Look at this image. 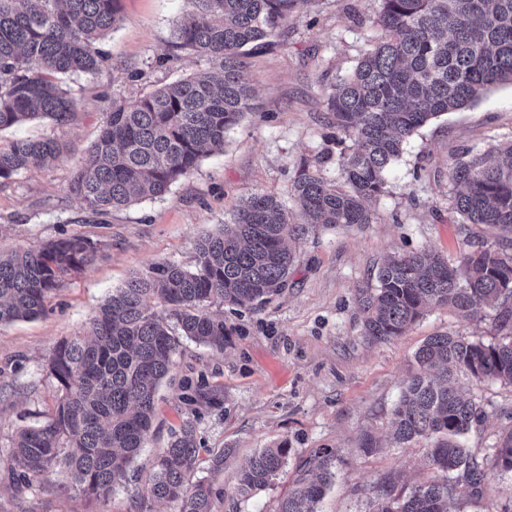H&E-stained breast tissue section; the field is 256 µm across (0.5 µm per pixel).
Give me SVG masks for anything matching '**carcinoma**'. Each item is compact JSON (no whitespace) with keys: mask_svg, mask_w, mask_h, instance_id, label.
Segmentation results:
<instances>
[{"mask_svg":"<svg viewBox=\"0 0 512 512\" xmlns=\"http://www.w3.org/2000/svg\"><path fill=\"white\" fill-rule=\"evenodd\" d=\"M188 2L170 44L209 67L144 97L112 100L88 161L68 186L92 216L165 194L204 153L223 150L227 132L253 109L245 48L273 44L278 21L297 0ZM380 2L375 25L381 37L326 100L336 143L348 139L351 146L303 162L291 184L304 222L293 223L275 196L254 194L222 229L200 238L195 269L155 264L113 290L83 332L60 340L47 356L54 409L43 422L16 431L6 450L16 492L30 493L42 475L58 472L65 477L61 494L108 498L148 441L156 389L178 345L167 321L176 320L187 339L224 350V318L212 305L245 307L278 294L295 264L293 244L319 226L372 222L366 202L384 192L389 165L417 129L496 85L512 84V0ZM120 11L121 0H0V132L36 118L61 126L75 119L64 78L105 71L97 43ZM70 152L67 141L54 137L0 140V179ZM332 159L336 183L320 174ZM449 180L462 187L454 200L463 219L462 252L450 261L423 248L376 268L372 283L358 290L363 334L389 341L428 308L446 306L469 316L490 311L499 339L485 343L446 332L415 352L416 369L388 424L397 443H426L440 477L400 490L394 477L381 479L372 512H449L454 501L483 496L486 466L512 472V425L481 460L466 447L465 435L489 414L461 382L512 386V141L465 154ZM473 225L495 230L494 240H474ZM97 257L96 244L82 236L0 252V325L42 315L65 279ZM198 454L195 426L186 421L155 461L151 497L178 503V512H214L221 492L203 478L188 482ZM287 456L284 444L253 455L236 475V495L267 487ZM333 461L332 451L317 452L318 474L301 478L277 512H316L335 476Z\"/></svg>","mask_w":512,"mask_h":512,"instance_id":"carcinoma-1","label":"carcinoma"}]
</instances>
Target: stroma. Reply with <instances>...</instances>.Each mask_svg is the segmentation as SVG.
<instances>
[{"label":"stroma","mask_w":512,"mask_h":512,"mask_svg":"<svg viewBox=\"0 0 512 512\" xmlns=\"http://www.w3.org/2000/svg\"><path fill=\"white\" fill-rule=\"evenodd\" d=\"M188 9L187 0H121L116 26L100 41L118 79L73 75L72 123L36 119L15 131L19 137L62 138L72 154L0 179V250L36 249L49 239L80 235L99 242L100 251L91 266L64 281L42 316L0 326L2 447L18 429L52 412L54 384L43 357L81 332L113 289L157 263L194 268L198 238L228 221L240 201L267 193L290 203L300 162L336 151L326 139V96L366 50L374 34L368 21L380 2L298 0L280 21L272 49L247 59L256 108L228 132L223 152L204 156L163 196L114 211L101 224L85 222L83 206L67 186L113 99L147 95L205 66L169 45L174 24ZM511 140L512 84L418 129L388 168L384 193L369 205L372 223L319 228L298 244L296 266L280 294L253 307L223 306V350L181 339L171 376L157 392L149 441L125 484L109 498L89 502L56 494L62 479L56 472L42 477V493L22 497L0 480V512H141L151 462L186 420L196 426L199 447L224 454L221 471L209 472L203 458L192 473L223 488L216 512H276L322 448L334 451L336 476L319 512H368L374 488L386 476L406 487L433 479L425 443L397 445L387 414L427 337L452 331L488 343L496 335L492 318L437 307L403 335L372 342L362 331L357 290L373 268L404 252L430 247L456 258L462 236L448 171L464 151L484 152ZM187 381L215 395V402H185ZM466 387L491 410L483 427L466 438L481 458L512 423V387L472 381ZM365 432L379 442L368 456L359 449ZM283 442L288 457L269 486L235 497L244 460ZM486 483L488 496L457 502L458 512H512V474L488 469Z\"/></svg>","instance_id":"obj_1"}]
</instances>
